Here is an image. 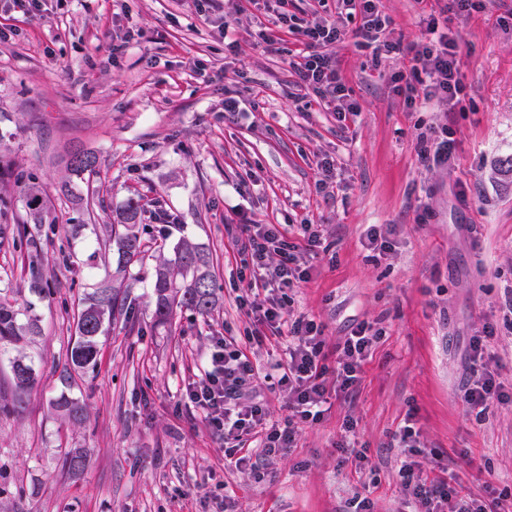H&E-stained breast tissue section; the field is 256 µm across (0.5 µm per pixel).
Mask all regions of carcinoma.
Masks as SVG:
<instances>
[{"label":"carcinoma","mask_w":512,"mask_h":512,"mask_svg":"<svg viewBox=\"0 0 512 512\" xmlns=\"http://www.w3.org/2000/svg\"><path fill=\"white\" fill-rule=\"evenodd\" d=\"M98 167V158L90 152H76L69 163L73 175L92 174ZM15 183L26 191V207L35 232L18 233L16 247L23 253L25 280L33 292L49 297L53 288L43 265L42 241L57 233L56 224L44 225L40 185L35 178L23 171L14 173ZM152 214V203L130 199L111 225L105 241L116 255V269L112 280L86 295L74 312V341L68 363L59 374L62 385L72 389L73 372L97 366L100 337L114 323H126L130 317L132 284L126 273L135 266L153 262L152 273V323L156 326L172 324L174 316L190 311L201 317L208 315L218 299L219 286L211 271L212 254L197 243L179 239L172 248L173 256L165 255L166 234H153L147 216ZM11 288L0 289V359L9 361L12 374V401L0 402V413L8 415L33 387L36 368L33 358L25 352L31 338L41 334V319L28 306L21 309L12 303ZM52 408L69 424L86 420L85 404L65 392L53 400Z\"/></svg>","instance_id":"1"}]
</instances>
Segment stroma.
I'll return each instance as SVG.
<instances>
[{
  "mask_svg": "<svg viewBox=\"0 0 512 512\" xmlns=\"http://www.w3.org/2000/svg\"><path fill=\"white\" fill-rule=\"evenodd\" d=\"M379 10L393 43L423 38L429 14L458 35L462 107L407 110L393 90L407 58L392 53L373 66L349 38L330 51L359 111L338 118L300 87L289 60L301 44L263 0H239L224 37L199 0H44L40 16L0 15L14 31L0 42V199L11 201L0 224H30L3 174L21 166L38 176L59 228L45 247L50 298L24 287L21 257L0 239V288L34 305L43 328L27 349L38 360L35 386L0 415V512H204V502L222 500L234 512H352L357 493L372 512H408L407 454L393 438L407 420L420 432L416 461L447 464L448 483L475 499L512 502V403L493 396L478 413L463 401L470 339L489 324L497 380L512 390V174L500 164L512 155V0H479L465 14L452 0H380ZM228 38L236 50L225 49ZM228 88L244 104L232 119ZM441 125L455 144L446 168L419 155L420 133ZM77 149L98 156L96 174L68 175ZM137 196L174 215L173 238L212 253L220 301L208 317L186 311L172 328L154 326L142 311L151 279L141 273L136 325L102 337L97 367L74 389L89 417L73 427L50 401L63 389L73 312L104 273L86 259ZM253 222L319 225L322 245L304 257L311 278L290 290L284 310L320 325L329 359L358 323L380 335L355 386L329 396L319 422L299 426L294 448L271 457L253 448L254 467L238 469L184 393L213 337L231 336L259 367L255 391L269 419L288 415L287 392L265 380L288 339L239 304L255 287L235 228ZM379 224L392 230L384 252L367 246ZM255 332L262 343L251 342ZM348 416L369 470L339 447ZM71 449L86 457L76 475L62 467Z\"/></svg>",
  "mask_w": 512,
  "mask_h": 512,
  "instance_id": "stroma-1",
  "label": "stroma"
}]
</instances>
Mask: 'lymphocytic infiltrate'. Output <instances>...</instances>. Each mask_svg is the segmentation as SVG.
<instances>
[{
  "label": "lymphocytic infiltrate",
  "instance_id": "f902f5d3",
  "mask_svg": "<svg viewBox=\"0 0 512 512\" xmlns=\"http://www.w3.org/2000/svg\"><path fill=\"white\" fill-rule=\"evenodd\" d=\"M287 2L275 0L276 19L290 25L303 45L292 64L294 72L300 85L311 89L315 98L334 112L353 115L358 111L342 80L336 57L327 51L329 45L348 37L357 46L371 49L373 63H381L394 52L408 57L410 71L401 76L394 88L407 108L434 100L448 102L452 107L462 104L464 87L459 78L456 39L440 29L436 18L427 21L428 40L391 43L385 38L387 21L377 10L378 0H340L343 9L362 18L361 24L351 31L320 17L291 23L285 9ZM299 235V241H291L287 232L275 224H240L235 235L238 250L248 257L255 283L261 289L249 301L250 310L258 313L262 323L288 339L286 360L278 379L279 385L288 391L285 425L268 423L261 404L244 403V391L258 378V368L225 337H216L202 374L186 390L189 401L202 411L238 466L251 461L248 449L243 446L245 436L260 438L264 452L269 455L290 448L299 423L319 420L328 393V373H335L338 390L348 389L357 381L374 342L369 326L357 325L344 340L336 365L331 368L315 320L306 316L285 317L284 289L295 288L309 277L301 266V253L321 245L318 225H301ZM492 334V328H484L471 344L474 378L464 393V401L473 409L483 407L491 395L500 391L485 358V340ZM401 471L403 493L413 512H485L483 506L461 497L441 477L429 476L417 461L404 463Z\"/></svg>",
  "mask_w": 512,
  "mask_h": 512
}]
</instances>
